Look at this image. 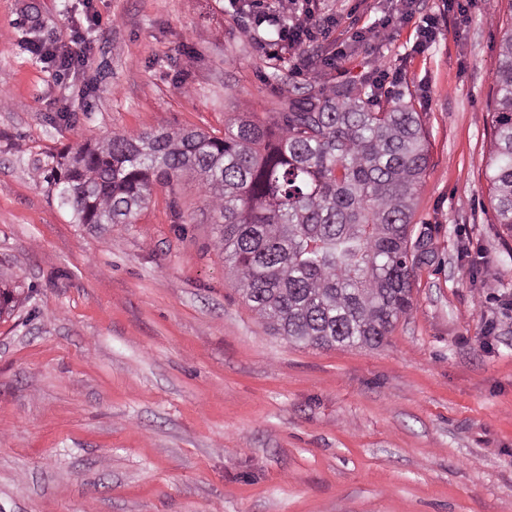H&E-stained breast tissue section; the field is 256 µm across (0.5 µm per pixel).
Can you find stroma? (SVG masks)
<instances>
[{"label":"stroma","instance_id":"stroma-1","mask_svg":"<svg viewBox=\"0 0 512 512\" xmlns=\"http://www.w3.org/2000/svg\"><path fill=\"white\" fill-rule=\"evenodd\" d=\"M300 57L228 0H0V512H512V230L487 179L512 0L363 41L393 0H319ZM88 34L61 70L27 46ZM346 43L339 68L302 65ZM398 70L429 165L413 309L377 348L297 346L244 302L192 175L134 223H73L43 172L115 132L279 129L296 92Z\"/></svg>","mask_w":512,"mask_h":512}]
</instances>
